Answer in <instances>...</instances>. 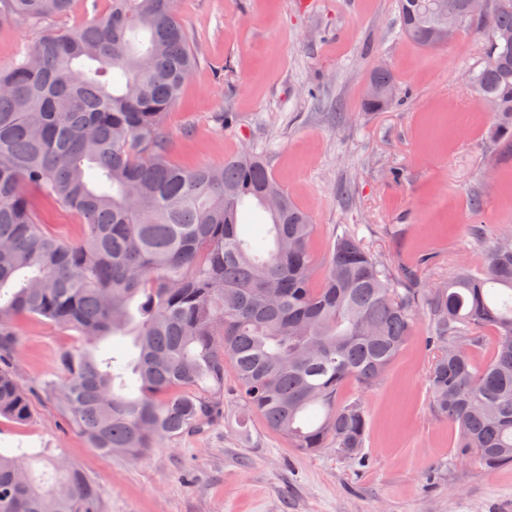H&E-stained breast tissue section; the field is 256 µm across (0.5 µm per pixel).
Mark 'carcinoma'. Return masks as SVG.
<instances>
[{"label":"carcinoma","mask_w":512,"mask_h":512,"mask_svg":"<svg viewBox=\"0 0 512 512\" xmlns=\"http://www.w3.org/2000/svg\"><path fill=\"white\" fill-rule=\"evenodd\" d=\"M468 0H397L401 33L433 48V13ZM71 0H0V23L66 15ZM483 56L470 85L491 108V137L512 138V0L475 25ZM197 64L177 0H108L94 20L44 35L0 71V417L31 418V393L7 359L14 320L73 329L83 344L58 355L41 392L89 447L139 458L199 432L224 406V367L243 410L306 453L355 458L369 430L355 382L374 385L419 316L438 349L432 411L458 427L457 447L488 471L512 465V237L488 261L459 266L441 287L395 277L350 231L336 236L314 283L315 227L264 157L220 167L168 158L164 116ZM377 68L362 101L381 112L400 93ZM79 219L72 243L46 230L31 195ZM268 216L244 236L240 209ZM491 332L490 356L475 360ZM132 338L129 358L103 351ZM0 512H99L98 491L62 457L0 452Z\"/></svg>","instance_id":"obj_1"}]
</instances>
